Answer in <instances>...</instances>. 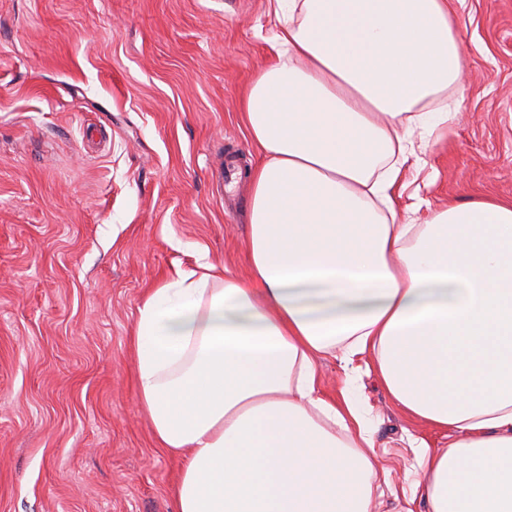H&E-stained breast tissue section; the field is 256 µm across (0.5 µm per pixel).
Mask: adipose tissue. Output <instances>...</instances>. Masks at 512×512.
Here are the masks:
<instances>
[{"instance_id":"adipose-tissue-1","label":"adipose tissue","mask_w":512,"mask_h":512,"mask_svg":"<svg viewBox=\"0 0 512 512\" xmlns=\"http://www.w3.org/2000/svg\"><path fill=\"white\" fill-rule=\"evenodd\" d=\"M271 63L242 110L247 277L205 259L151 289L132 348L138 402L181 461L173 512H369L356 407L325 400L318 354L376 353L423 447L429 512H512V204L397 221L416 128L442 138L463 65L450 0H269ZM348 431L347 440L336 437Z\"/></svg>"}]
</instances>
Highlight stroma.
<instances>
[{
	"label": "stroma",
	"mask_w": 512,
	"mask_h": 512,
	"mask_svg": "<svg viewBox=\"0 0 512 512\" xmlns=\"http://www.w3.org/2000/svg\"><path fill=\"white\" fill-rule=\"evenodd\" d=\"M463 70L446 139L398 209L512 204V0H454ZM267 0H0V512H173L180 459L137 399L131 340L174 267L249 270L240 101L267 64ZM372 353L320 355L321 395L371 419L372 512H427L416 441Z\"/></svg>",
	"instance_id": "stroma-1"
}]
</instances>
